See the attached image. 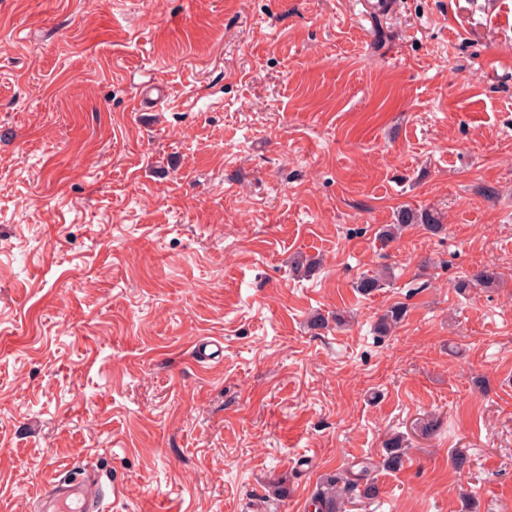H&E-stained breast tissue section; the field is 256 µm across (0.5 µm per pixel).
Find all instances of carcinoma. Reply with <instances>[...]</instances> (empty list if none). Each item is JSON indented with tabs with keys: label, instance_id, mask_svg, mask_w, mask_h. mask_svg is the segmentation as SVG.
Listing matches in <instances>:
<instances>
[{
	"label": "carcinoma",
	"instance_id": "1",
	"mask_svg": "<svg viewBox=\"0 0 512 512\" xmlns=\"http://www.w3.org/2000/svg\"><path fill=\"white\" fill-rule=\"evenodd\" d=\"M410 225H421L434 233L442 229L437 218L430 212L411 208L398 210L396 223L384 225L379 232V240L383 243L395 241L403 229ZM500 283L498 273L487 268L478 269L454 283L459 293H466L473 288H493ZM385 285V280L377 275H364L356 282L355 288L362 295H370ZM405 316V308L399 304L391 306L382 314L377 322L376 330L386 335L396 327ZM407 452L402 439L398 436L385 441L381 462L376 463L367 458L358 467H346L324 478L315 493V504L318 512H346V505L356 500H373L379 497L380 488L376 470L383 468L397 471L404 467Z\"/></svg>",
	"mask_w": 512,
	"mask_h": 512
}]
</instances>
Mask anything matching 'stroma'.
I'll list each match as a JSON object with an SVG mask.
<instances>
[{"mask_svg": "<svg viewBox=\"0 0 512 512\" xmlns=\"http://www.w3.org/2000/svg\"><path fill=\"white\" fill-rule=\"evenodd\" d=\"M396 434L351 512H512V0H0V512H314ZM410 225H422L432 233L440 231L443 227V224H439L437 218L430 212L403 208L397 212L396 224H386L380 229L379 240L384 244L394 242L403 229ZM500 279L498 273L482 268L458 279L454 288L458 293L469 292L472 288H493L499 285ZM381 462L370 458L354 466L338 470L324 478L315 493L316 509L319 512H345L346 505L355 500H373L379 497L380 488L376 470L382 468L397 471L404 467L407 452L402 439L395 436L385 441ZM95 479L88 477L80 482L65 484L61 480L50 482L45 498L49 502L48 512H100L103 511V492L94 485Z\"/></svg>", "mask_w": 512, "mask_h": 512, "instance_id": "35a3bbf8", "label": "stroma"}]
</instances>
